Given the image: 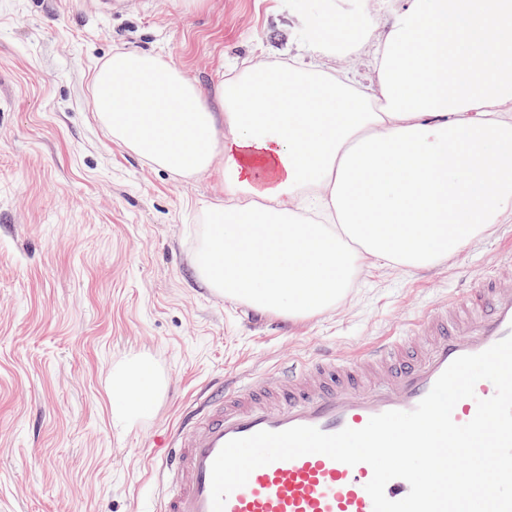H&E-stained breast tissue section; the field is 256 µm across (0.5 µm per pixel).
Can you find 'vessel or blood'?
Returning a JSON list of instances; mask_svg holds the SVG:
<instances>
[{
    "mask_svg": "<svg viewBox=\"0 0 512 512\" xmlns=\"http://www.w3.org/2000/svg\"><path fill=\"white\" fill-rule=\"evenodd\" d=\"M512 333V287L486 273L475 288L450 297L351 360L325 351L208 394L185 412L164 450L160 471L167 490L156 512H212L211 466L226 442L258 431L314 426L327 434L363 428L372 416L410 411L456 358L480 353ZM491 381L460 400L455 423H468L477 402L494 395ZM369 464L348 465L307 454L255 469L227 498L224 512H373L365 489Z\"/></svg>",
    "mask_w": 512,
    "mask_h": 512,
    "instance_id": "b4317fda",
    "label": "vessel or blood"
}]
</instances>
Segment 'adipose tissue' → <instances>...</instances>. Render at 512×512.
<instances>
[{
  "label": "adipose tissue",
  "mask_w": 512,
  "mask_h": 512,
  "mask_svg": "<svg viewBox=\"0 0 512 512\" xmlns=\"http://www.w3.org/2000/svg\"><path fill=\"white\" fill-rule=\"evenodd\" d=\"M371 16L343 41L372 44V83L312 59L247 67L202 91L159 56L117 52L92 77L113 140L181 178L222 182L201 210L215 231L200 280L288 321L342 302L370 265L420 270L512 216V0H400L375 35ZM162 389L132 359L109 380L113 409L137 422Z\"/></svg>",
  "instance_id": "1"
}]
</instances>
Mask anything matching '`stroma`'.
I'll use <instances>...</instances> for the list:
<instances>
[{
    "instance_id": "stroma-1",
    "label": "stroma",
    "mask_w": 512,
    "mask_h": 512,
    "mask_svg": "<svg viewBox=\"0 0 512 512\" xmlns=\"http://www.w3.org/2000/svg\"><path fill=\"white\" fill-rule=\"evenodd\" d=\"M0 0V512H153V463L199 395L330 348L355 355L512 251V217L426 270L377 267L337 308L283 322L214 293L194 259L205 174L173 176L92 112L112 53H153L211 96L232 67L306 53L320 0ZM141 355L165 387L134 426L108 378Z\"/></svg>"
}]
</instances>
